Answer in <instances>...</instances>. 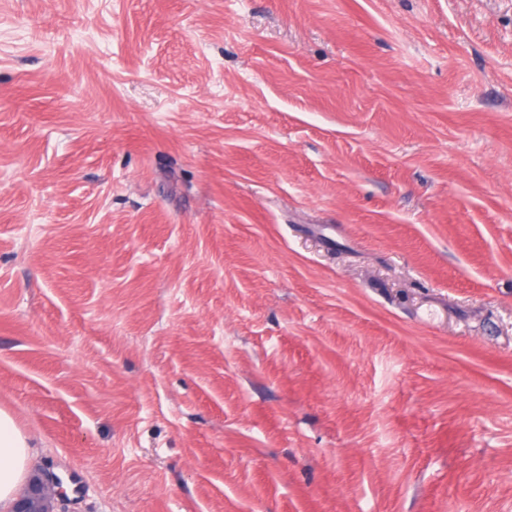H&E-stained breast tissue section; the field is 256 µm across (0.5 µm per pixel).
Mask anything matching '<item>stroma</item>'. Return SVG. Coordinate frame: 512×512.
Segmentation results:
<instances>
[{
    "instance_id": "1",
    "label": "stroma",
    "mask_w": 512,
    "mask_h": 512,
    "mask_svg": "<svg viewBox=\"0 0 512 512\" xmlns=\"http://www.w3.org/2000/svg\"><path fill=\"white\" fill-rule=\"evenodd\" d=\"M0 408L68 512H512V0H0Z\"/></svg>"
}]
</instances>
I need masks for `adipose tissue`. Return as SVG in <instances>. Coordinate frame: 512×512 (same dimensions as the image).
<instances>
[{"mask_svg":"<svg viewBox=\"0 0 512 512\" xmlns=\"http://www.w3.org/2000/svg\"><path fill=\"white\" fill-rule=\"evenodd\" d=\"M31 448L14 417L0 408V512H10L18 497Z\"/></svg>","mask_w":512,"mask_h":512,"instance_id":"1","label":"adipose tissue"}]
</instances>
